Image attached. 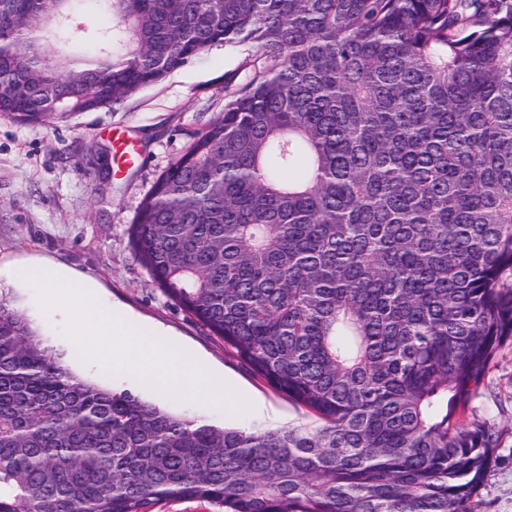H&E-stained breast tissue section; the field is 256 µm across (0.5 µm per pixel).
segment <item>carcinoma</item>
Wrapping results in <instances>:
<instances>
[{
    "label": "carcinoma",
    "mask_w": 512,
    "mask_h": 512,
    "mask_svg": "<svg viewBox=\"0 0 512 512\" xmlns=\"http://www.w3.org/2000/svg\"><path fill=\"white\" fill-rule=\"evenodd\" d=\"M0 0V116L108 107L216 43L266 65L129 228L161 290L319 424L246 431L73 375L0 299V512H473L512 342V0ZM154 512H224L219 503L185 500L175 502H163L154 505Z\"/></svg>",
    "instance_id": "cac0c4a2"
}]
</instances>
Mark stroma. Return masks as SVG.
<instances>
[{"label": "stroma", "instance_id": "stroma-1", "mask_svg": "<svg viewBox=\"0 0 512 512\" xmlns=\"http://www.w3.org/2000/svg\"><path fill=\"white\" fill-rule=\"evenodd\" d=\"M261 65L256 45L219 43L109 108L49 124L21 125L0 116V296L87 383L131 393L190 419L249 429L312 425L316 419L166 297L136 260L128 228L190 133L215 120L229 90ZM116 130L141 153L140 162L121 174L112 160ZM21 266L54 268L91 284L136 328L158 329L151 342L172 359L198 361L205 376L227 387L232 405L189 389L165 393L146 377L117 370L111 360L92 361L81 344L83 317L68 303L46 305L38 281L14 280L11 273ZM467 417L487 422L498 435L476 512H512V343L495 353Z\"/></svg>", "mask_w": 512, "mask_h": 512}]
</instances>
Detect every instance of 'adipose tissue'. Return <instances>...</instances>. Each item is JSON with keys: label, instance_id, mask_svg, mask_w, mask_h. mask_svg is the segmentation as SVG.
<instances>
[{"label": "adipose tissue", "instance_id": "ef3b65f1", "mask_svg": "<svg viewBox=\"0 0 512 512\" xmlns=\"http://www.w3.org/2000/svg\"><path fill=\"white\" fill-rule=\"evenodd\" d=\"M40 280L48 302L78 301L81 312L88 317L83 344L92 359H109L131 372L145 370L160 377L167 372L170 361L166 353L143 342L136 330L126 327L112 311L101 306L88 285H74L58 273Z\"/></svg>", "mask_w": 512, "mask_h": 512}]
</instances>
